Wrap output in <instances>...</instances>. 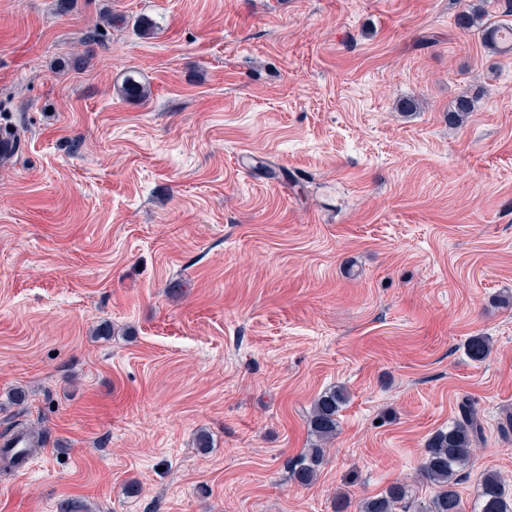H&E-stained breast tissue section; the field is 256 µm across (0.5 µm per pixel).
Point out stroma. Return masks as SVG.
<instances>
[{"label":"stroma","mask_w":512,"mask_h":512,"mask_svg":"<svg viewBox=\"0 0 512 512\" xmlns=\"http://www.w3.org/2000/svg\"><path fill=\"white\" fill-rule=\"evenodd\" d=\"M477 3L503 18L499 0H0L19 139L0 434L43 439L0 470V512H356L394 483L420 506L425 444L465 399L485 442L460 494L487 469L512 493V52L458 26ZM130 74L148 98L121 96ZM335 386L337 435L298 485L287 461Z\"/></svg>","instance_id":"obj_1"}]
</instances>
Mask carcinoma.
<instances>
[{"label": "carcinoma", "instance_id": "carcinoma-1", "mask_svg": "<svg viewBox=\"0 0 512 512\" xmlns=\"http://www.w3.org/2000/svg\"><path fill=\"white\" fill-rule=\"evenodd\" d=\"M485 13L475 11L458 17L459 27L482 29L483 42L487 49L497 52L500 44L512 48V24L498 25L484 19ZM128 98H145L150 88L130 78L122 87ZM472 101L463 95L457 99L448 120L460 123L471 112ZM470 357L476 361L485 359L489 353V342L484 336L472 337L467 345ZM348 396L342 388H331L322 393L313 404L309 417V431L314 441L296 457L288 460L291 479L306 486L317 477L323 461L322 444L336 436L338 414L346 404ZM485 427L481 411L465 399L460 404V417L446 429L432 434L425 445L421 470L434 486V494L418 512H465L457 485L459 476L472 460V448L483 443ZM407 496L406 487L400 483L390 485L385 493L363 499L358 504L359 512H396L398 505ZM470 512H512V496L506 491L501 476L493 471H484L479 478V491L471 504Z\"/></svg>", "mask_w": 512, "mask_h": 512}]
</instances>
